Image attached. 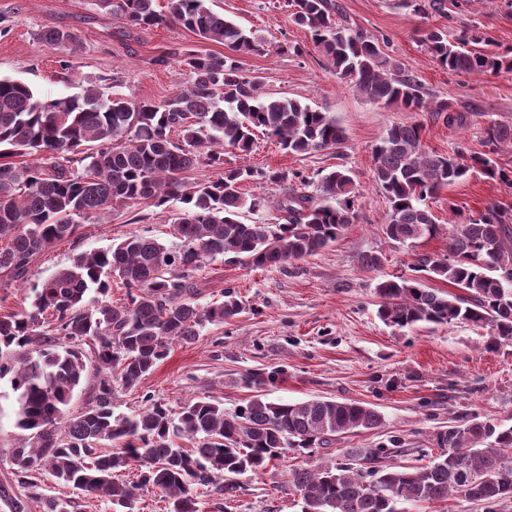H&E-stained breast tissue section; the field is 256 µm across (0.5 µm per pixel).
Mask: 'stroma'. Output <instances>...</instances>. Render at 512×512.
I'll use <instances>...</instances> for the list:
<instances>
[{"mask_svg":"<svg viewBox=\"0 0 512 512\" xmlns=\"http://www.w3.org/2000/svg\"><path fill=\"white\" fill-rule=\"evenodd\" d=\"M337 2L353 26L387 39V54L466 120L451 127L434 113L378 105L356 93L336 79L310 33L294 24L287 0H206L266 42V53L242 58L262 92L332 113L345 135L336 148L306 154L287 153L260 135L250 153H229L226 161L233 167L298 170L316 180L336 167L348 168L361 192L358 218L335 243L284 270L251 269L225 259L203 265L193 277L200 303L223 300L230 289L242 300L243 311L222 326H207L194 343H172L165 360L134 389L118 394L116 411L132 413L150 399L176 410L206 393L231 413L259 391L247 381L259 372L271 377L260 390L269 399L358 401L378 410L383 424L309 455L287 453L266 472L242 475L234 501L201 495V512H302L303 501L288 483L292 469L340 462L346 448H388L390 464H424L439 452L436 432L458 419L512 425V344L496 343L489 329L468 323L396 329L379 318L376 283L410 275L416 254H443L448 240L441 235L411 247L390 240L385 233L389 203L372 173V150L391 126L421 125L426 149L445 156L461 147L482 150L489 123L512 125V70L451 74L420 43L422 29L430 26L453 34L474 26L494 39L496 51L512 49V0H447V16L429 19L401 0ZM49 28L73 32L77 51L43 45L39 35ZM203 48L226 51L218 43L203 44L176 24L129 29L118 17L94 10L90 0H0V77L23 80L44 99L97 86L108 93L119 90L131 101L162 102L191 79L182 62L185 53ZM492 202L512 206V188L476 173L442 189L429 205L444 224L451 208L474 214ZM170 219V210L143 204L115 209L99 223H82L74 236L41 255L31 282L132 232L174 244ZM365 254L379 256L377 268L360 264ZM14 402L9 378H1L4 484L14 480L13 448L28 436L16 425Z\"/></svg>","mask_w":512,"mask_h":512,"instance_id":"obj_1","label":"stroma"}]
</instances>
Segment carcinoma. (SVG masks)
<instances>
[{
    "mask_svg": "<svg viewBox=\"0 0 512 512\" xmlns=\"http://www.w3.org/2000/svg\"><path fill=\"white\" fill-rule=\"evenodd\" d=\"M293 22L307 29L336 78L368 101L410 112H434L452 127L464 116L428 94L378 39L350 25L336 0H289ZM130 29L177 23L204 42L233 51L193 52L187 88L162 103L137 102L96 88L42 99L28 84L0 78V274L22 284L37 257L76 234L79 220H96L118 207L176 205L179 243L131 233L105 249L81 253L72 264L33 285L30 306L0 314V376L13 373L17 426L30 443L11 453L21 488L0 486L11 512H71L72 504L44 493L45 481L126 508L143 490L157 489L166 512H200L195 492L237 497V477L257 475L287 452L329 448L336 437L382 424L359 402L313 399L279 402L258 394L232 414L210 395L177 414L152 400L130 415L114 414L118 392L135 388L163 361L170 344L194 342L208 325L242 312L237 295L202 304L193 273L228 257L248 267L284 269L335 242L357 218L358 188L351 171L325 174L316 193L296 170L224 167V153L249 152L255 133L277 139L290 153L331 149L344 141L336 117L287 96L260 93L240 57L264 42L206 6V0H91ZM427 19L445 14V0H408ZM48 47L70 49L75 35L47 29ZM421 43L456 74L512 70V56L490 49L493 39L469 28L423 30ZM418 124L394 125L373 148V178L390 206L387 237L403 245L432 239L440 225L429 205L441 189L473 172L512 187V167L496 156L512 148V125L485 128V152L429 153ZM50 154L56 161L43 166ZM29 157L16 164L12 157ZM214 180L190 182L199 167ZM279 188L271 197L248 195L245 183ZM274 204V223L242 220ZM447 253L421 255L412 270L459 290L426 288L420 279L381 280L379 315L400 329L419 323L486 326L512 342V208L489 203L478 215L454 213ZM124 301H110L112 284ZM94 358L99 380L85 409L67 410L73 390ZM188 440L193 447L176 445ZM440 453L426 465L383 464L384 450L345 451L346 462L288 473L304 512H406V503H438L457 495L486 512L512 508V426L474 417L435 436Z\"/></svg>",
    "mask_w": 512,
    "mask_h": 512,
    "instance_id": "carcinoma-1",
    "label": "carcinoma"
}]
</instances>
